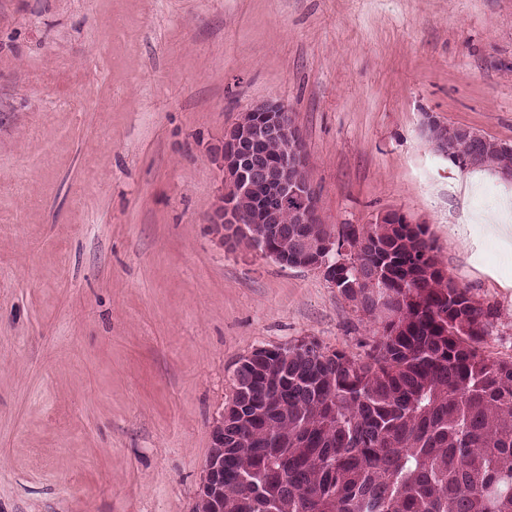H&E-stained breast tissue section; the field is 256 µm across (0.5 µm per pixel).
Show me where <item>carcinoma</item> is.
<instances>
[{"mask_svg": "<svg viewBox=\"0 0 512 512\" xmlns=\"http://www.w3.org/2000/svg\"><path fill=\"white\" fill-rule=\"evenodd\" d=\"M424 225L337 237L336 288L385 316L365 355L280 349L273 406L256 388L226 442L224 512H512V360L481 343L494 313L445 275Z\"/></svg>", "mask_w": 512, "mask_h": 512, "instance_id": "obj_1", "label": "carcinoma"}]
</instances>
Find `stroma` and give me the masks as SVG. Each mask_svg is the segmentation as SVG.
<instances>
[{
	"label": "stroma",
	"mask_w": 512,
	"mask_h": 512,
	"mask_svg": "<svg viewBox=\"0 0 512 512\" xmlns=\"http://www.w3.org/2000/svg\"><path fill=\"white\" fill-rule=\"evenodd\" d=\"M292 111L330 233L389 211L512 359V180L426 114L512 142V0H0V512H193L237 362L382 333L314 270L213 222L217 147Z\"/></svg>",
	"instance_id": "35a3bbf8"
}]
</instances>
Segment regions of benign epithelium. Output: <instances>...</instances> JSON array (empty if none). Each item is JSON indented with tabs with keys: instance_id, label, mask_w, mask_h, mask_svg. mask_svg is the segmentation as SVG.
<instances>
[{
	"instance_id": "obj_1",
	"label": "benign epithelium",
	"mask_w": 512,
	"mask_h": 512,
	"mask_svg": "<svg viewBox=\"0 0 512 512\" xmlns=\"http://www.w3.org/2000/svg\"><path fill=\"white\" fill-rule=\"evenodd\" d=\"M435 152L446 158L459 137L475 142L473 161L484 158L490 140L467 126L444 124L429 115L425 121ZM280 144L271 155L267 145ZM224 195L214 222L224 228L226 238H246L265 255L289 268L320 272L336 284V266L350 264V248L338 246L334 236L314 240L303 228L318 224L315 191L303 177L307 155L292 113L282 103L269 102L252 108L243 119L224 131ZM293 215L295 227L280 223L285 210ZM289 240L292 252L283 255L268 246L269 240ZM228 410H223L211 431V448L197 503L207 512H224V434Z\"/></svg>"
}]
</instances>
